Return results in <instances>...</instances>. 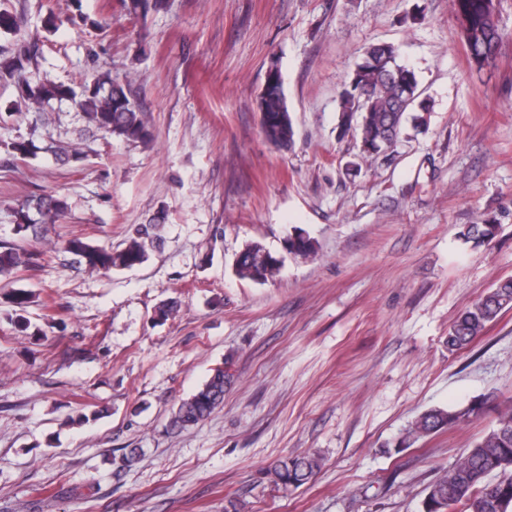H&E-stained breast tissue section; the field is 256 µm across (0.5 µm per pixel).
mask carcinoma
I'll return each instance as SVG.
<instances>
[{
    "mask_svg": "<svg viewBox=\"0 0 512 512\" xmlns=\"http://www.w3.org/2000/svg\"><path fill=\"white\" fill-rule=\"evenodd\" d=\"M164 6V0H121L123 11L134 17ZM471 62L478 68L491 65L503 39L498 25L494 0H452ZM14 37L9 47L0 48V85L15 91L8 112L36 114L35 121H43V107L69 100L83 112L89 126L127 141H145L150 137L142 113L130 99L125 86L109 72L97 74L80 89L48 78L34 79L30 67L40 51L34 38L20 35L17 16L8 8L0 7V35ZM418 80L414 70L398 63V49L388 44L369 47L355 65L349 80L339 95L340 128L353 132L361 143L362 152L378 155L391 146L400 132L406 112L413 109L418 99ZM261 132L276 147H288L294 142V128L283 88L260 97ZM54 154L63 163L80 161L81 152L67 150L55 141L38 146L31 138L17 137L4 146L12 158H31L40 150ZM66 198L49 192L34 194L16 203L12 208L16 235L25 240L43 236L67 213ZM165 223L160 213L143 224L125 248L112 251L90 244L81 238L67 241V251L77 262L91 272L131 269L148 259V246L157 241L156 229ZM496 224H470L460 232V238L477 248L491 242L496 236ZM289 254L307 258L316 252L315 242L302 232L288 237ZM40 254L20 244H0V278L10 280L20 270L38 265ZM283 260L257 242L246 244L235 256L233 270L241 279L264 282L275 276ZM6 298L16 315L15 321L26 331L30 323L24 312L31 303V294L23 288L11 289ZM512 310V277L503 279L478 297L462 312L448 329V351L464 350L479 337L500 315ZM229 374L224 367L214 369L209 378L189 397L183 399L173 412L169 427L183 429L205 419L224 402V388ZM456 424V411L430 409L411 425L403 446L410 437L419 438L449 429ZM512 456V412L505 413L489 432L479 438L461 457L457 465L433 482L428 495L441 496L446 512L462 506L460 512H512V467L495 469L494 461ZM318 457L276 460L266 468V475L276 486L298 487L305 484L319 469Z\"/></svg>",
    "mask_w": 512,
    "mask_h": 512,
    "instance_id": "cac0c4a2",
    "label": "carcinoma"
}]
</instances>
